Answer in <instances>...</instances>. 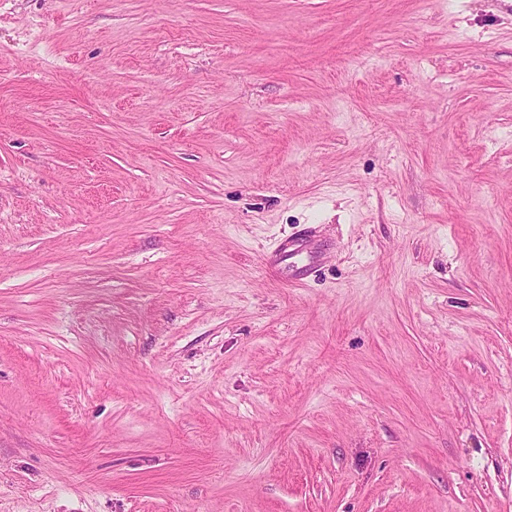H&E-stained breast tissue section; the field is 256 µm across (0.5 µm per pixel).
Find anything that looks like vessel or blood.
I'll list each match as a JSON object with an SVG mask.
<instances>
[{"label":"vessel or blood","mask_w":512,"mask_h":512,"mask_svg":"<svg viewBox=\"0 0 512 512\" xmlns=\"http://www.w3.org/2000/svg\"><path fill=\"white\" fill-rule=\"evenodd\" d=\"M323 245L311 232L282 243L272 255L265 258L264 264L277 281L300 285L316 268Z\"/></svg>","instance_id":"b4317fda"}]
</instances>
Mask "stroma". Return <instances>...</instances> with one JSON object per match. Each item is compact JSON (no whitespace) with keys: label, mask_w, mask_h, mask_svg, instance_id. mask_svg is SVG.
Masks as SVG:
<instances>
[{"label":"stroma","mask_w":512,"mask_h":512,"mask_svg":"<svg viewBox=\"0 0 512 512\" xmlns=\"http://www.w3.org/2000/svg\"><path fill=\"white\" fill-rule=\"evenodd\" d=\"M0 512H512V0H0ZM324 245L320 240L307 231L300 237L290 239L281 244V247L272 255L264 259L268 268L277 281L289 285H302L316 268ZM305 254L307 263H299L293 259Z\"/></svg>","instance_id":"obj_1"}]
</instances>
